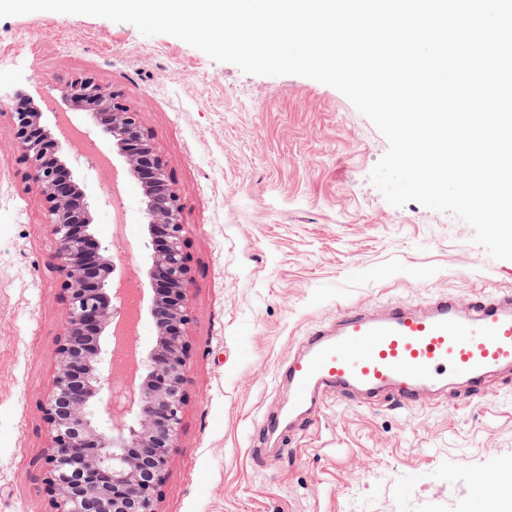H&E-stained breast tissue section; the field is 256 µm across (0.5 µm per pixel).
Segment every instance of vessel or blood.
Masks as SVG:
<instances>
[{"instance_id": "obj_1", "label": "vessel or blood", "mask_w": 512, "mask_h": 512, "mask_svg": "<svg viewBox=\"0 0 512 512\" xmlns=\"http://www.w3.org/2000/svg\"><path fill=\"white\" fill-rule=\"evenodd\" d=\"M511 368L512 295L480 294L466 310L447 294L379 315L345 308L335 329L311 333L289 359L284 408L293 416L354 393L371 405L388 395L412 407L451 380L477 397L489 376Z\"/></svg>"}]
</instances>
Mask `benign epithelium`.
<instances>
[{"label":"benign epithelium","mask_w":512,"mask_h":512,"mask_svg":"<svg viewBox=\"0 0 512 512\" xmlns=\"http://www.w3.org/2000/svg\"><path fill=\"white\" fill-rule=\"evenodd\" d=\"M58 91L73 111L109 116L100 121V130L90 127L86 135L112 140L128 174L151 171L144 189V215L154 246L147 276L152 282L163 280L166 288L163 294L155 292L150 308L155 317L163 314L155 345L128 374L113 359L121 341L115 327L125 319L126 277L112 281L116 266L111 249L95 237L90 203L74 178L82 152L73 141L60 138L56 128L41 125L44 113L36 107L14 112L12 136L47 204L66 297L67 329L45 403L50 431L42 453L44 481L54 512H158L178 436L187 367L182 207L159 149L142 133L135 113L91 78L72 79ZM36 128L55 140L54 161L44 157ZM105 376L112 383L107 400L101 397Z\"/></svg>","instance_id":"benign-epithelium-1"}]
</instances>
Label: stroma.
<instances>
[{"label": "stroma", "instance_id": "1", "mask_svg": "<svg viewBox=\"0 0 512 512\" xmlns=\"http://www.w3.org/2000/svg\"><path fill=\"white\" fill-rule=\"evenodd\" d=\"M88 77L135 112L167 164L186 229L184 403L158 512H461L512 463V370L484 396L461 386L419 407L327 399L295 425L273 382L311 331L346 307H468L512 294L451 215L390 205L369 174L386 138L335 88L257 76L170 35L39 11L0 19V512H52L45 401L66 331L46 202L8 134L22 99ZM118 273L146 268L143 189L112 234L94 168L76 171Z\"/></svg>", "mask_w": 512, "mask_h": 512}]
</instances>
